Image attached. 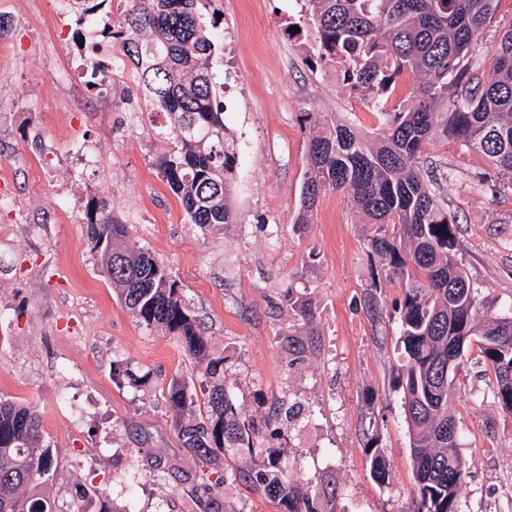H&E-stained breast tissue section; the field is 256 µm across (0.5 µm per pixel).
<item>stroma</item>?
Here are the masks:
<instances>
[{"label": "stroma", "mask_w": 512, "mask_h": 512, "mask_svg": "<svg viewBox=\"0 0 512 512\" xmlns=\"http://www.w3.org/2000/svg\"><path fill=\"white\" fill-rule=\"evenodd\" d=\"M222 53L213 67L228 109L229 138L249 148L228 174L236 221L192 224L155 166L168 151L149 130L140 92L121 62L109 94L89 87L78 16L58 0H0L12 36L0 50V396L32 404L57 468L44 492L56 512H200L196 490L214 484L219 512H286L250 480L279 458L284 477L314 512H415L416 485L403 394L402 296L369 239L377 227L342 192L298 223L307 169L309 113L345 118L367 137L383 115L408 107L413 76H400L378 110L364 106L331 67L309 68L283 33L290 0H209ZM512 0L469 53L488 71ZM428 157L450 180L442 191L457 221V257L480 297L512 305V192L485 191L496 172L481 152L437 138ZM105 201L177 282L187 309L223 358L243 414L262 421L274 403L299 417L253 449L200 457L178 436L169 391L195 401L213 384L164 328L140 323L102 271L87 238L89 208ZM306 300L304 325L288 303ZM303 346L293 361L289 339ZM495 379L465 362L451 401L467 463L461 512H512V413ZM392 476L371 473L373 453Z\"/></svg>", "instance_id": "obj_1"}]
</instances>
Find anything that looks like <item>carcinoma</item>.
Listing matches in <instances>:
<instances>
[{"instance_id": "1", "label": "carcinoma", "mask_w": 512, "mask_h": 512, "mask_svg": "<svg viewBox=\"0 0 512 512\" xmlns=\"http://www.w3.org/2000/svg\"><path fill=\"white\" fill-rule=\"evenodd\" d=\"M109 0H70L79 18L95 15ZM201 0H124L118 24L101 36L120 40L130 78L143 93L148 113H162L160 134L173 151L156 167L191 223L203 228L232 224L227 173L235 153L227 136L224 104L212 71L218 52L214 24ZM497 0H304L284 33L313 31L307 61L332 66L343 83L369 106L404 73L419 78L414 105L387 115L386 133L370 141L342 119L309 114L308 169L300 190L298 223H309L319 198L344 191L378 232L371 249L389 260L404 283L399 305L404 364L396 378L411 433L410 453L417 512H460L466 463L448 404L456 375L448 359L462 342H482L477 362L496 382L495 396L512 413V307L494 312L458 264L456 223L433 190L426 148L442 134L486 155L500 175L488 185L512 191V27L499 40L494 64L477 73L465 62L492 17ZM299 30H294V27ZM88 216L87 231L101 267L134 317L165 328L192 356L207 343L179 296L177 282L148 251L122 248L127 228L105 205ZM169 401L180 417L193 404L184 387H171ZM253 427L222 386L204 398L199 417L180 423L184 447L205 456L216 448L252 447ZM39 412L29 403L0 398V512H53L42 494L57 458L41 446ZM267 494L300 512L295 489L282 479L277 459L252 476Z\"/></svg>"}]
</instances>
